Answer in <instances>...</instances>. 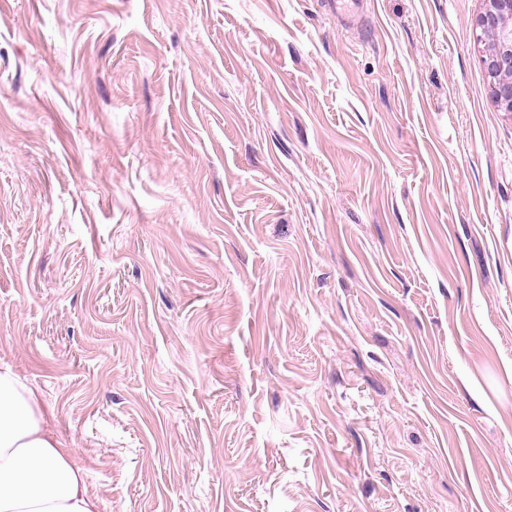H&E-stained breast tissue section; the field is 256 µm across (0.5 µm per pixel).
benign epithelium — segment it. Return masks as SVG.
<instances>
[{"mask_svg":"<svg viewBox=\"0 0 512 512\" xmlns=\"http://www.w3.org/2000/svg\"><path fill=\"white\" fill-rule=\"evenodd\" d=\"M474 25L483 45V63L490 78L491 98L501 112L512 114V0H483Z\"/></svg>","mask_w":512,"mask_h":512,"instance_id":"7a95c632","label":"benign epithelium"}]
</instances>
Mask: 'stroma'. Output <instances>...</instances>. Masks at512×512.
<instances>
[{
	"label": "stroma",
	"mask_w": 512,
	"mask_h": 512,
	"mask_svg": "<svg viewBox=\"0 0 512 512\" xmlns=\"http://www.w3.org/2000/svg\"><path fill=\"white\" fill-rule=\"evenodd\" d=\"M0 0V361L105 512H512V116L482 0Z\"/></svg>",
	"instance_id": "obj_1"
}]
</instances>
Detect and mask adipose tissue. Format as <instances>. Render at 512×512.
<instances>
[{"label": "adipose tissue", "instance_id": "1", "mask_svg": "<svg viewBox=\"0 0 512 512\" xmlns=\"http://www.w3.org/2000/svg\"><path fill=\"white\" fill-rule=\"evenodd\" d=\"M88 473L35 391L0 362V512H101Z\"/></svg>", "mask_w": 512, "mask_h": 512}]
</instances>
